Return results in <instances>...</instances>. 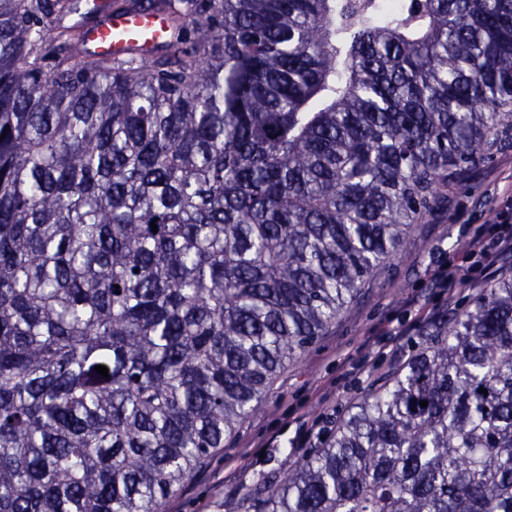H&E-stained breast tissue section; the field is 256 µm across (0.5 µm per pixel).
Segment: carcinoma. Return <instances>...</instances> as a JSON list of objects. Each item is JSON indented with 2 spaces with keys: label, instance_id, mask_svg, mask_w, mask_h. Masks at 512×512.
I'll list each match as a JSON object with an SVG mask.
<instances>
[{
  "label": "carcinoma",
  "instance_id": "1",
  "mask_svg": "<svg viewBox=\"0 0 512 512\" xmlns=\"http://www.w3.org/2000/svg\"><path fill=\"white\" fill-rule=\"evenodd\" d=\"M112 9L0 0V512H162L512 132V0ZM423 339L237 512H512V276ZM94 20H88L90 25L85 30L83 48L86 53L126 55L135 52L147 57L165 42L169 30L167 18L155 13L107 12Z\"/></svg>",
  "mask_w": 512,
  "mask_h": 512
}]
</instances>
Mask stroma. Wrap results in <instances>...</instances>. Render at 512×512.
<instances>
[{
  "mask_svg": "<svg viewBox=\"0 0 512 512\" xmlns=\"http://www.w3.org/2000/svg\"><path fill=\"white\" fill-rule=\"evenodd\" d=\"M512 194V147L470 170L448 207L415 225L406 244L384 270L372 273L360 297L297 362L280 374L268 398L250 414L195 479L166 501L164 512H232L240 491L281 475L303 455L293 447L301 425L344 415L389 365L405 360L424 329L442 316L429 287L432 269L460 262V274L478 282L479 269L461 259L460 242L491 217L499 198ZM405 330L400 344L383 341L371 368L361 371L363 344L385 322Z\"/></svg>",
  "mask_w": 512,
  "mask_h": 512,
  "instance_id": "35a3bbf8",
  "label": "stroma"
}]
</instances>
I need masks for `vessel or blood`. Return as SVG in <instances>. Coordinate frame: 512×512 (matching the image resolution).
Returning <instances> with one entry per match:
<instances>
[{"instance_id":"b4317fda","label":"vessel or blood","mask_w":512,"mask_h":512,"mask_svg":"<svg viewBox=\"0 0 512 512\" xmlns=\"http://www.w3.org/2000/svg\"><path fill=\"white\" fill-rule=\"evenodd\" d=\"M168 30L169 22L160 14L107 12L86 29L84 50L145 57L164 43Z\"/></svg>"}]
</instances>
